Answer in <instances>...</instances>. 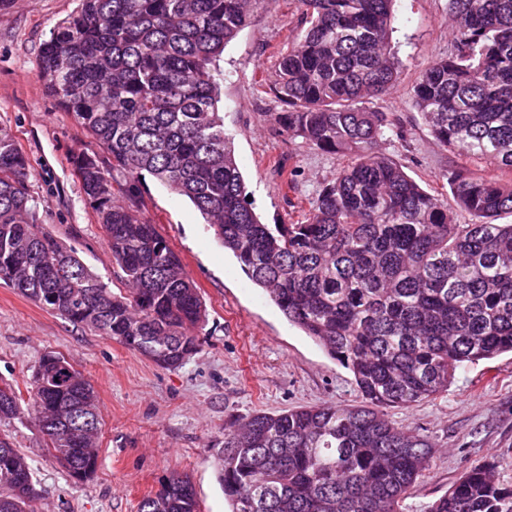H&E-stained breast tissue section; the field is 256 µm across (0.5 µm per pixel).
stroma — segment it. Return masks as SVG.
<instances>
[{"mask_svg":"<svg viewBox=\"0 0 512 512\" xmlns=\"http://www.w3.org/2000/svg\"><path fill=\"white\" fill-rule=\"evenodd\" d=\"M79 6L80 0H11L0 8V128L28 159L40 224L116 292L121 284L104 230L71 163L73 155L87 153L108 168L112 158L36 76L43 44ZM300 20L292 0H260L217 63L224 75V126L252 207L267 224L300 216L341 162L275 129L273 114L281 106L266 84ZM393 27L402 67L397 85L373 107L394 114L404 136L384 139L378 148L420 185L445 192L451 170H487L439 145L411 99L421 71L452 50L448 0H394ZM142 212L180 255L207 309L197 330L199 350L178 369L73 326L0 282V381L28 392L42 356L59 353L93 384L100 416L97 472L78 486L47 452L30 409L0 419V434L33 466L35 512H138L173 471L190 478L200 512H229L212 451L227 422L258 411L361 401L349 371L246 277L187 199L149 177ZM387 414L433 444L430 468L411 488L404 512H423L477 464H492L500 483L512 486L511 354L459 369L447 391Z\"/></svg>","mask_w":512,"mask_h":512,"instance_id":"35a3bbf8","label":"stroma"}]
</instances>
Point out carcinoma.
Here are the masks:
<instances>
[{"mask_svg": "<svg viewBox=\"0 0 512 512\" xmlns=\"http://www.w3.org/2000/svg\"><path fill=\"white\" fill-rule=\"evenodd\" d=\"M258 0H81L43 44L37 77L112 156V174L74 158L124 291L111 292L38 221L29 163L0 129V280L75 326L166 369L199 348L206 307L179 255L141 211L153 177L188 198L241 270L353 375L358 405L257 412L224 429L219 480L230 512H401L429 470L427 436L391 422L448 388L457 369L512 352V0H448L454 52L428 66L412 101L432 137L497 175L448 174V197L423 189L377 145L399 122L368 103L398 80L394 0H296L301 27L279 53L269 94L277 131L354 155L288 224H265L219 112L214 63ZM45 355L30 404L69 478L94 475L96 395ZM0 385V418L21 413ZM85 431L81 440L70 428ZM28 458L0 435V512H34ZM138 512H200L173 471ZM425 512H512L490 465L466 471Z\"/></svg>", "mask_w": 512, "mask_h": 512, "instance_id": "obj_1", "label": "carcinoma"}]
</instances>
